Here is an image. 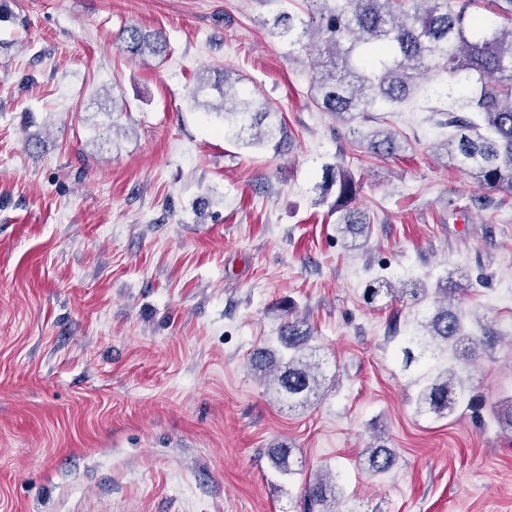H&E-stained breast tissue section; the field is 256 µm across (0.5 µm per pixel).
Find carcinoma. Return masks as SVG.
I'll list each match as a JSON object with an SVG mask.
<instances>
[{"label":"carcinoma","instance_id":"carcinoma-1","mask_svg":"<svg viewBox=\"0 0 512 512\" xmlns=\"http://www.w3.org/2000/svg\"><path fill=\"white\" fill-rule=\"evenodd\" d=\"M308 18L281 12L270 32L288 43L289 51L304 50L317 59L320 72L313 78L311 98L316 107L338 119L375 111L380 104L404 105L419 89V80L435 67L448 74L445 86L435 90L451 97L470 91L468 111L479 120L452 108L440 109L438 126L452 129L439 146L457 165L488 192L512 194V0H307ZM121 48L133 58L165 53L162 32H145L138 26L125 28ZM201 72L190 91L191 98L224 119V136L247 145L287 146L280 110L260 96L244 97L237 81L227 72ZM216 92L220 104L210 102ZM368 151L379 157L399 151L395 133L375 131L367 136ZM328 186L336 189L333 208L340 213L343 232L369 238L366 213L350 207L359 185L351 170L338 163L326 172ZM397 296L413 307L431 302L422 312L421 333L407 336L402 353L405 366L415 360L413 347L427 355L434 367L416 380L418 406H427L440 416L457 410L456 389L462 377L456 362L475 357L477 338L466 330L464 315L451 299L450 289L429 292L418 280L374 281L364 291L366 303ZM313 336L306 319L283 309L278 346L253 353L249 367L254 378L274 401L296 400L303 404L320 392V365L306 354ZM286 445L270 452L273 468L285 476L294 473ZM368 471L388 472L395 455L381 445L365 450ZM336 475L320 469L304 487V512H333Z\"/></svg>","mask_w":512,"mask_h":512}]
</instances>
